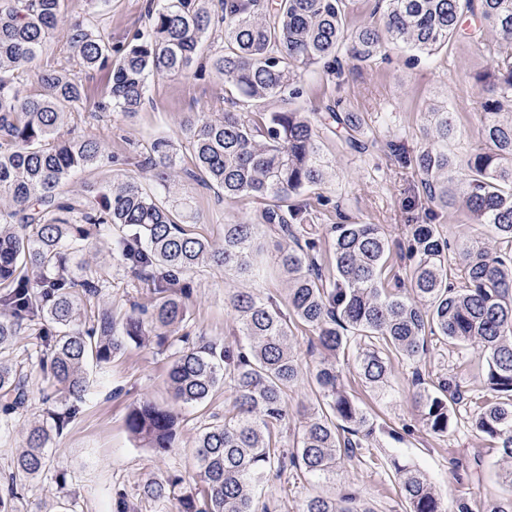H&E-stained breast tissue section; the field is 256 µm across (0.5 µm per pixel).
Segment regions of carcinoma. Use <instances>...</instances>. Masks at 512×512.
<instances>
[{"mask_svg": "<svg viewBox=\"0 0 512 512\" xmlns=\"http://www.w3.org/2000/svg\"><path fill=\"white\" fill-rule=\"evenodd\" d=\"M149 0L148 24L122 44L69 22L70 60L37 75V89L22 93L15 83L37 59L58 27L66 0H0V414L18 413L28 401L27 376L12 353L21 331L35 325L50 356L40 360L48 387L72 404L56 413L49 429L33 425L26 448L16 457L7 485L0 488V512H13L18 484L43 474L50 463L47 444L73 418L88 390L86 366L103 367L131 344L153 336L158 345L186 318L189 289L183 279L205 265L240 275L254 271L256 229L295 240L279 251L277 265L287 278L286 308L246 291L232 294L230 307L247 344L224 347L199 341L172 353L168 385L174 399L201 404L222 386L233 390L224 420L198 438L199 481L176 498V512H255L271 470L327 483L337 461H363L376 432L393 440L394 429L376 428L346 390L342 368L325 359L312 378L317 411L291 448L276 445L288 418L285 395L301 367L291 350L287 316L310 328L329 355L353 361L359 379L376 397L390 396L395 359L420 362L430 337L471 346L487 366L488 394L475 403V427L499 445L512 462V250L466 247L458 268L448 265V242L437 225H407L406 254L413 296L383 287L392 241L377 224H333L329 228L332 266L323 273L320 232L313 210L296 198L326 183L328 162L317 143L312 113L292 104L301 95L299 74L316 65L336 70L339 53L369 63L391 47L431 55L460 35L464 15L479 12L495 32L490 66L479 75L486 86L482 131L487 151L454 159L439 145L455 133L445 109L433 112L431 144L415 158L424 184L428 217L462 197L475 224L489 226L499 242L512 246V0H377L371 21L348 30L352 0ZM224 28V46L214 59L224 79L230 108L217 118L197 117L183 125L193 168L178 170L179 157L167 137L155 139L144 164L156 171L148 191L130 178L110 187L93 186L75 199L65 195L71 174L104 160L93 137L60 134L69 114L84 105L85 89L70 62L83 71L110 73L99 112L132 115L148 101L155 75L186 77L203 52L209 31ZM283 107L261 110L268 99ZM362 147L361 126L341 102L328 107ZM217 189L226 199L252 198L265 204L258 223L224 225V246L189 229L179 205L167 199L179 174ZM121 229L122 255L136 275L146 274L158 301L116 328L108 311L82 319L83 298L101 294L99 279L78 276L65 250L93 242L94 229ZM413 399L426 429L448 432L454 406L467 390L455 378L412 380ZM178 416L144 402L127 415L130 437L148 448L172 447ZM405 512H476L465 498L448 505L417 467L391 462ZM507 497L486 512H512V467L504 475ZM182 478L150 476L141 485L146 500L171 498ZM300 512H375L353 493L309 495Z\"/></svg>", "mask_w": 512, "mask_h": 512, "instance_id": "1", "label": "carcinoma"}]
</instances>
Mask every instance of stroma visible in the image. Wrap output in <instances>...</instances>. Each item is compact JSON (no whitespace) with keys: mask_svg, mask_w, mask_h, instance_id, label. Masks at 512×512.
<instances>
[{"mask_svg":"<svg viewBox=\"0 0 512 512\" xmlns=\"http://www.w3.org/2000/svg\"><path fill=\"white\" fill-rule=\"evenodd\" d=\"M146 3L106 0L99 12L91 14L84 0H68V16L84 19L93 30L110 33L114 43L122 44L145 25ZM494 41V33L483 26L449 42L427 60L413 61L409 52L392 48L371 64L357 68L348 64L338 74L321 67L301 73L298 82L302 94L296 107L322 113L328 106L341 103L358 116L366 144L359 152L351 149L335 129H320L323 153L335 171L319 189L324 204L313 207L320 224H379L397 242L408 220L423 217L426 197L412 161L428 143L432 110L447 108L456 130L448 141L449 154L466 156L487 148L481 123L484 93L475 77L488 67V47ZM222 45L220 37H213L204 50L201 73L182 78L152 77L149 102L135 116L88 107L72 113L65 132L72 137L99 139L112 159L73 176L65 186L68 196H80L93 184L108 186L129 178L153 188L154 172L142 161L158 136L172 138L183 166L191 167L192 158L181 133L184 122L200 115L217 116L227 107L224 81L211 66L212 57ZM174 192L189 203L190 222L196 232L218 247L224 244L225 225L256 221L262 210L258 201L218 197L187 177L179 180ZM437 222L448 242L449 258H457L464 245L476 241L493 249L498 246L489 229L470 223L462 206L441 212ZM118 236L116 228H103L82 256L103 284L100 306L108 308L113 320L120 322L133 309L155 304L157 296L151 282L140 279L126 264L116 246ZM263 242L265 272L261 276L204 267L188 278L187 317L170 336L168 346L149 339L138 346L129 345L106 367L91 368L85 401L62 433L54 436L49 447V469L19 486L16 512H57L62 505L67 512H113L112 503L119 492L137 512H174L172 502L142 499L141 483L149 476L179 475L183 478L180 491H189L194 483L198 436L208 424L223 419L233 393L225 386L202 405L175 402L167 382L169 355L186 340H214L235 346L239 328L228 306L233 292L251 291L262 297L285 299L286 285L275 256L287 240L267 232ZM291 330L304 377L287 391L289 418L280 439L284 446L300 437L305 418L316 404L306 376L321 360L314 333L298 322L292 323ZM45 354L32 329L26 330L15 346V358L28 376L30 397L23 411L0 419V481L8 477L16 455L25 447L27 429L49 422L52 411L67 405L61 393L49 398L44 395L40 360ZM417 372L426 379L442 374L459 377L474 398L486 392L485 363L478 353L436 340L430 342L427 357L419 363L394 361L391 397L385 401L375 399L362 385L353 366H345L349 392L375 425L408 431L400 442L377 436L372 453L386 461L395 458L420 468L445 501L465 497L482 507L499 499L504 489L496 472L504 460L475 428L473 405H457L447 434L434 436L423 426L412 399V378ZM146 400L172 407L180 418L169 450L159 452L139 446L126 430L129 409ZM283 485V477L272 474L262 492L263 500L276 503V512H299L307 494H325L335 488L356 492L377 512H405L394 473L387 465L372 469L347 462L341 465L335 485L299 480L288 491Z\"/></svg>","mask_w":512,"mask_h":512,"instance_id":"obj_1","label":"stroma"}]
</instances>
